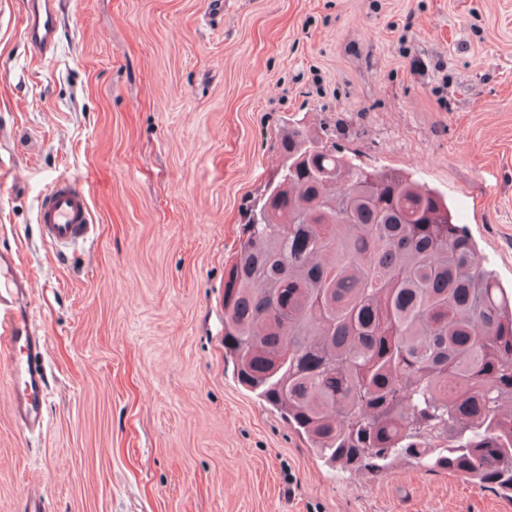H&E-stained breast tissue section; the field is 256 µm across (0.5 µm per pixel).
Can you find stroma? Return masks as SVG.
Listing matches in <instances>:
<instances>
[{
	"instance_id": "stroma-1",
	"label": "stroma",
	"mask_w": 512,
	"mask_h": 512,
	"mask_svg": "<svg viewBox=\"0 0 512 512\" xmlns=\"http://www.w3.org/2000/svg\"><path fill=\"white\" fill-rule=\"evenodd\" d=\"M61 0L35 61L0 20V249L32 282L45 425L22 433L0 359V512H512V497L396 460L319 458L224 354V269L289 115L358 162L445 195L512 289V0ZM97 237L56 256L58 177Z\"/></svg>"
}]
</instances>
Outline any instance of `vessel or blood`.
Wrapping results in <instances>:
<instances>
[{
	"label": "vessel or blood",
	"instance_id": "1",
	"mask_svg": "<svg viewBox=\"0 0 512 512\" xmlns=\"http://www.w3.org/2000/svg\"><path fill=\"white\" fill-rule=\"evenodd\" d=\"M57 2L27 0L25 33L37 57L52 53L56 44ZM36 222L44 241L62 254L94 241L88 196L65 178L55 180L40 198ZM30 293L15 254L0 251V352L9 358L12 416L23 431L33 433L45 423L48 371L45 338L26 311Z\"/></svg>",
	"mask_w": 512,
	"mask_h": 512
}]
</instances>
